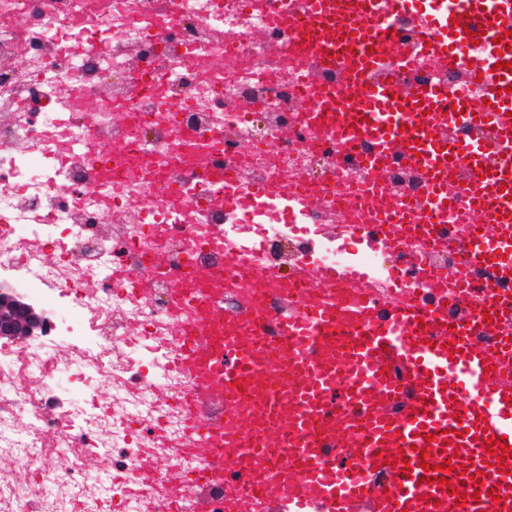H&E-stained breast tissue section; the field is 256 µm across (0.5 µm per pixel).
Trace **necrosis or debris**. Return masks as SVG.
Wrapping results in <instances>:
<instances>
[{"instance_id":"necrosis-or-debris-1","label":"necrosis or debris","mask_w":512,"mask_h":512,"mask_svg":"<svg viewBox=\"0 0 512 512\" xmlns=\"http://www.w3.org/2000/svg\"><path fill=\"white\" fill-rule=\"evenodd\" d=\"M300 0H0V280L62 302L82 286L77 317L25 353L0 346V456L37 471L35 483L0 472V512H224L220 484L199 486L212 461L182 454L194 435L185 402L195 384L178 359L201 315L195 291L178 292L184 267L240 253L241 271L305 269L308 295L326 266L359 271L354 288L387 301L419 290L423 263L457 269L452 247L410 243L396 254L336 215L375 209L373 172L356 159L364 141L331 142L302 115L303 88L331 83L332 66L289 53L271 10L298 15ZM224 136L223 185L200 184L180 163L181 137ZM112 146L105 181L80 152L89 133ZM270 183L272 195L247 185ZM177 190L175 199L165 187ZM214 197L197 212L195 202ZM132 211L133 224L110 215ZM194 227L193 239L178 235ZM80 253L81 263L69 260ZM82 392L62 402L58 381ZM163 454L178 490L143 494L134 480ZM111 475L89 479L87 457Z\"/></svg>"}]
</instances>
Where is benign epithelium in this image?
<instances>
[{"label":"benign epithelium","mask_w":512,"mask_h":512,"mask_svg":"<svg viewBox=\"0 0 512 512\" xmlns=\"http://www.w3.org/2000/svg\"><path fill=\"white\" fill-rule=\"evenodd\" d=\"M52 328L47 310L21 291L0 283V341L26 343L48 335Z\"/></svg>","instance_id":"benign-epithelium-1"}]
</instances>
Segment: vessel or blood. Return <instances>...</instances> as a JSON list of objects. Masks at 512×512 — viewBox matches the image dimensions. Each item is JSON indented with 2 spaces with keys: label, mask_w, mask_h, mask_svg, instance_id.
I'll return each instance as SVG.
<instances>
[{
  "label": "vessel or blood",
  "mask_w": 512,
  "mask_h": 512,
  "mask_svg": "<svg viewBox=\"0 0 512 512\" xmlns=\"http://www.w3.org/2000/svg\"><path fill=\"white\" fill-rule=\"evenodd\" d=\"M299 18L271 12L273 25H292L290 48L302 58L337 65L333 86H313L305 115L321 119L343 141L368 140L365 166L406 165L425 180L424 205L380 202L359 230L390 248L403 245L413 219L446 240L439 217L455 194L448 175L464 170L463 189L491 237L458 235L465 255L453 275L427 277L421 295L383 305L362 292L339 293L343 273L326 267L322 288L308 300L288 297L292 276L280 273L269 289L241 283L239 307L218 325L201 321L205 347L187 349L198 383L193 415L205 453L233 512H512V457L494 466L476 440L478 419L487 436L512 449V380L485 373L491 355L480 337L503 331L512 312L499 315L495 289L475 285L474 268L507 271L512 289V157H493L480 140H458L462 127L491 129L512 146V50L498 40L512 30V0H459L420 24L430 57L465 70L483 104L436 81L422 85L375 79L400 41L384 18L415 9L414 0H302ZM487 45L478 57L457 55L468 32ZM196 180L219 183L223 160L198 155ZM239 263L227 253L215 275L198 284L213 298ZM470 292L456 322L448 320V280ZM493 312L485 322L483 311ZM406 459L407 470L393 468ZM459 459L445 471L458 491L424 481V464ZM479 476L486 489L474 499ZM466 501H459V494Z\"/></svg>",
  "instance_id": "b4317fda"
}]
</instances>
